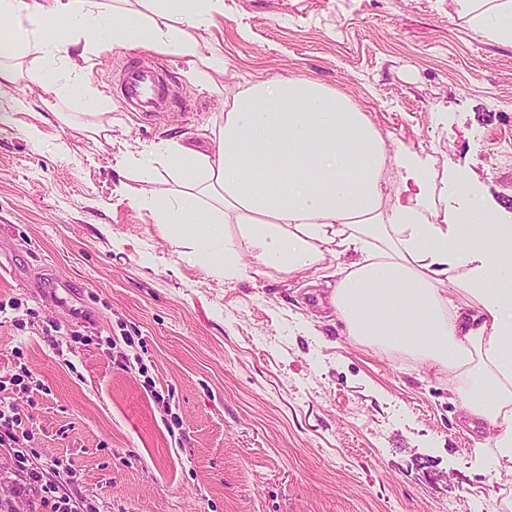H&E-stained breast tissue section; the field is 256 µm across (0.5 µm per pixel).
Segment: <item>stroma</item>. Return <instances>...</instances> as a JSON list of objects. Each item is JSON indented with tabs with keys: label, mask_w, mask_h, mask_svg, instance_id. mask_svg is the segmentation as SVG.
Returning a JSON list of instances; mask_svg holds the SVG:
<instances>
[{
	"label": "stroma",
	"mask_w": 512,
	"mask_h": 512,
	"mask_svg": "<svg viewBox=\"0 0 512 512\" xmlns=\"http://www.w3.org/2000/svg\"><path fill=\"white\" fill-rule=\"evenodd\" d=\"M190 34L153 116L119 92L153 50L105 30L81 96L50 63L0 85V399L31 461L92 512H512L448 372L348 336L324 287L204 272L127 192L155 145L206 143L247 83L297 77L427 159L430 221L453 170L512 225V48L450 0H224ZM15 468L0 447V498L51 512Z\"/></svg>",
	"instance_id": "stroma-1"
}]
</instances>
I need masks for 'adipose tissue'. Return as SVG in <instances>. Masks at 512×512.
Wrapping results in <instances>:
<instances>
[{"instance_id": "ef3b65f1", "label": "adipose tissue", "mask_w": 512, "mask_h": 512, "mask_svg": "<svg viewBox=\"0 0 512 512\" xmlns=\"http://www.w3.org/2000/svg\"><path fill=\"white\" fill-rule=\"evenodd\" d=\"M149 13L102 0H0L15 22L14 49L71 63L62 28L92 31L106 18L112 44L195 52L186 30L223 0H148ZM455 13L490 42L512 46V0H452ZM175 17L158 26L152 15ZM208 146L176 140L155 148L139 179L164 170L174 186L145 196L176 246L228 279L266 270L323 279L338 261L329 302L347 333L450 370L470 426L488 425L494 469L512 474V225L490 212L468 177L446 223L427 221L433 190L421 160L396 157L412 193L383 209L387 152L380 133L346 96L303 79L271 80L235 97ZM236 236H228L227 225ZM451 288H443V280ZM472 302L460 305L459 294Z\"/></svg>"}]
</instances>
